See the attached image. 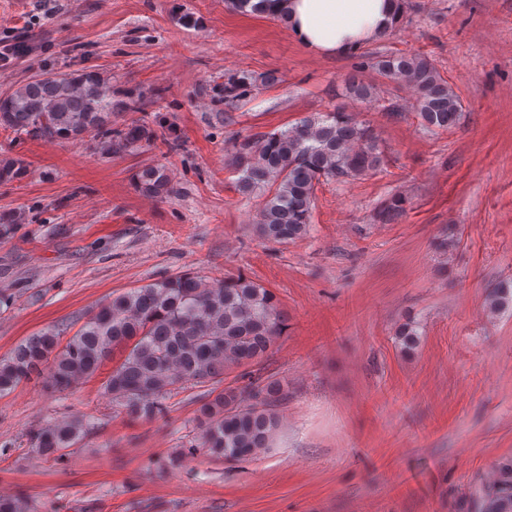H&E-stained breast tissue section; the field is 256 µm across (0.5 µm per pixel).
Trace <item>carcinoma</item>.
I'll use <instances>...</instances> for the list:
<instances>
[{"label": "carcinoma", "mask_w": 512, "mask_h": 512, "mask_svg": "<svg viewBox=\"0 0 512 512\" xmlns=\"http://www.w3.org/2000/svg\"><path fill=\"white\" fill-rule=\"evenodd\" d=\"M370 67L414 92L413 108L422 126L445 131L462 116L459 97L428 59L404 53L372 58ZM258 78L240 70L224 75V105L245 101ZM345 95L354 102L376 98L377 87L356 75L345 79ZM94 70L34 77L0 96V129L43 139H70L96 132L100 149L124 154L159 139L155 130L132 121L112 128L119 106L141 112L146 96L140 89L120 92ZM383 161L373 130L340 109L305 118L280 131L246 135L234 143L231 166L239 173L236 190L250 195L265 191L257 231L270 243L307 235L317 185L345 181L377 170ZM135 188L163 198L174 191L167 167L153 165L133 175ZM489 307L512 305V289L500 287ZM286 328L275 296L253 280L238 276L210 282L191 273L130 288L115 294L61 343L62 330L50 329L0 358V395L34 374L47 373L58 391L89 381L114 352L121 353L103 383L104 394L132 419L151 420L168 410V400L186 384L204 385L214 397L198 408L199 442L209 455L227 461L254 457L271 447L278 427L272 408L282 385L269 378L249 382L243 390L224 386L233 366L262 359ZM94 429L83 416L57 420L37 430L31 441L56 461ZM476 512H512V459L500 462L473 499ZM0 512H38L25 498L0 497Z\"/></svg>", "instance_id": "obj_1"}]
</instances>
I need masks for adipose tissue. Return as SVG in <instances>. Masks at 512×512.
Masks as SVG:
<instances>
[{"label": "adipose tissue", "instance_id": "adipose-tissue-1", "mask_svg": "<svg viewBox=\"0 0 512 512\" xmlns=\"http://www.w3.org/2000/svg\"><path fill=\"white\" fill-rule=\"evenodd\" d=\"M396 0H272L291 34L318 55L344 56L390 29Z\"/></svg>", "mask_w": 512, "mask_h": 512}]
</instances>
